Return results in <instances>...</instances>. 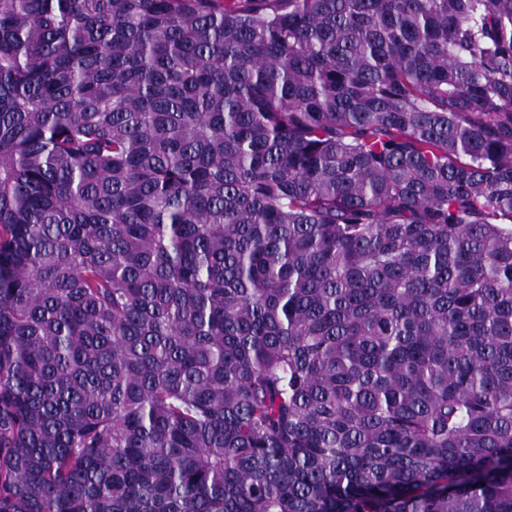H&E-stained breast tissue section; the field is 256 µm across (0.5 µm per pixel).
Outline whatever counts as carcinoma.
<instances>
[{"label": "carcinoma", "mask_w": 512, "mask_h": 512, "mask_svg": "<svg viewBox=\"0 0 512 512\" xmlns=\"http://www.w3.org/2000/svg\"><path fill=\"white\" fill-rule=\"evenodd\" d=\"M0 512H512V0H0Z\"/></svg>", "instance_id": "carcinoma-1"}]
</instances>
